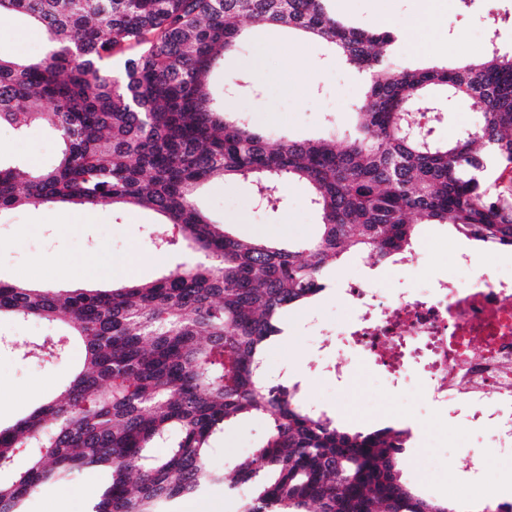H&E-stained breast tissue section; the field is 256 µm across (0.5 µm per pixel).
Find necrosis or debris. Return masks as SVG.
Segmentation results:
<instances>
[{
    "instance_id": "obj_1",
    "label": "necrosis or debris",
    "mask_w": 512,
    "mask_h": 512,
    "mask_svg": "<svg viewBox=\"0 0 512 512\" xmlns=\"http://www.w3.org/2000/svg\"><path fill=\"white\" fill-rule=\"evenodd\" d=\"M344 294L355 305L346 335L390 383L405 370L406 353H425L432 372L427 395L494 430V445L473 451L474 470L512 455V278L489 269L463 284L409 288L392 301L354 285Z\"/></svg>"
}]
</instances>
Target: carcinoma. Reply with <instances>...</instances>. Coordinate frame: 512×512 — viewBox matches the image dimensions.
Here are the masks:
<instances>
[{
	"label": "carcinoma",
	"instance_id": "1",
	"mask_svg": "<svg viewBox=\"0 0 512 512\" xmlns=\"http://www.w3.org/2000/svg\"><path fill=\"white\" fill-rule=\"evenodd\" d=\"M327 0H0L45 37L36 60L0 55V126L46 122L61 144L50 166L0 161V209L58 201L147 209L166 218L159 252L180 244L206 262L112 290L32 288L0 279V315L66 330L25 354L57 357L79 341L73 379L29 415L0 425V512H24L47 484L104 474L89 512H174L207 489L251 493L242 512H454L403 480L408 432L345 431L266 382L268 345L284 315L327 288L346 254L378 262L412 251L420 224H450L487 247H512V54L491 47L464 65L394 64L391 31L348 27ZM247 21L309 35L367 80L341 140H270L229 118L210 87ZM138 48L112 70V57ZM483 116L451 140L434 134L459 100ZM251 179L279 208L285 181L309 185L317 231L291 248L213 223L195 195ZM243 415L270 430L250 463H209L213 437ZM166 448L156 455L152 449Z\"/></svg>",
	"mask_w": 512,
	"mask_h": 512
}]
</instances>
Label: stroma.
I'll list each match as a JSON object with an SVG mask.
<instances>
[{
  "mask_svg": "<svg viewBox=\"0 0 512 512\" xmlns=\"http://www.w3.org/2000/svg\"><path fill=\"white\" fill-rule=\"evenodd\" d=\"M327 7L350 27L369 32L405 30V39L394 43L391 55L394 62L410 68L483 58L486 51L480 41L491 23L497 28L501 52H512V0H434L428 19L421 16L417 0H350L345 10L338 0H328ZM0 52L34 58L43 54L44 42L20 19L0 18ZM241 72L249 75L253 88L233 95L231 109L273 136L298 140L344 136L365 93L364 80L325 45L272 26L248 25L245 42L225 56L223 73L213 75L214 90H221L224 74ZM0 141L6 145L7 159L32 166L53 163L60 151L55 134L46 128L19 135L5 126L0 128ZM308 194L305 184H286L278 212L270 215L256 207L251 180L234 179L206 185L197 204L240 238L263 237L285 246L310 236L320 222ZM162 221V216L148 210L115 211L108 205L59 202L0 210V278L70 290L74 284L66 279L67 271L91 272L112 258L133 267L134 281L152 282L193 256L185 247L167 253L155 250L153 232ZM438 235L470 252L473 271L490 267L512 271V250L470 242L448 224L418 227L419 238ZM373 265L366 257L347 255L332 274L333 287L290 315L288 323L295 333L268 351L267 382L286 378L298 382L302 402L334 418L339 427L410 430L401 458L402 478L424 498L448 503L454 512H481L491 498L512 503V458L497 459L488 469L472 473L467 454L484 446L488 433L466 426L450 409L434 405L417 368H408L401 390L394 391L386 388L381 368L360 355L347 337L331 336L327 348L321 349L305 331V323L314 318L332 326L345 321L342 287L357 284L394 294L408 288L399 264L382 263V276L366 277L365 269ZM57 332V326L34 318L19 321L0 316L1 424L12 423L54 397L70 379L82 356L78 344H71L62 359L51 363L22 358L17 349L24 341ZM340 364L346 366L348 378L335 385L325 374ZM418 419L425 423V431L415 430ZM268 428L261 416L232 420L211 443L212 464L229 470L253 458Z\"/></svg>",
  "mask_w": 512,
  "mask_h": 512,
  "instance_id": "stroma-1",
  "label": "stroma"
}]
</instances>
